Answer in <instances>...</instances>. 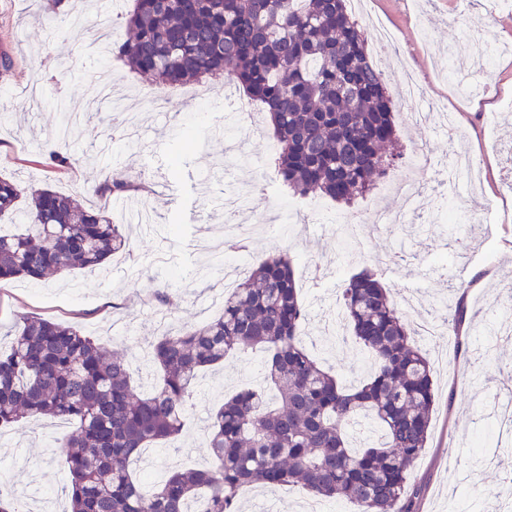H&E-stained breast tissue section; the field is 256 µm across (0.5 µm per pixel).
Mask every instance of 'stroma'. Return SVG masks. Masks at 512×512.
<instances>
[{
    "label": "stroma",
    "mask_w": 512,
    "mask_h": 512,
    "mask_svg": "<svg viewBox=\"0 0 512 512\" xmlns=\"http://www.w3.org/2000/svg\"><path fill=\"white\" fill-rule=\"evenodd\" d=\"M40 3L0 0V55L13 61L10 71L0 70V155L10 156L0 175L38 188L50 186L83 200L88 187L105 176L106 160L112 159L118 172L130 180L149 183L151 190L140 197L139 207L158 224L174 221L181 230L161 238L131 224L126 228L128 252L114 256L101 274L76 271L50 276L38 285L22 280L0 285V332L10 333L24 314L67 321L108 349L126 353L134 382L155 383L159 372L141 362L140 356L166 326L198 324L220 312L211 300L224 292V270L206 268L198 247L215 227L225 226L226 218L223 208L200 191L197 176L210 171L230 190L260 179L272 168V138L253 134L248 116L238 117L239 132L214 134L208 115L212 104L224 100L220 77L196 86H175L178 94L200 90L201 104L172 101L167 111L154 110L151 87L141 76L121 62L98 60L85 51L88 30L71 25L66 37L53 39L33 24L31 15ZM371 14L395 31L396 55L409 58L431 94L440 99L448 95L447 83L438 76L440 62L447 59L465 27L485 28L494 38L512 43V12L490 13L476 6L464 20L457 0H428L424 5L418 0H368L365 11L352 14L361 31H368ZM99 71L110 73L119 94L140 98L143 152L124 143V114L105 104L86 108L85 76ZM53 98L85 114L79 134L84 152L65 173L44 161L45 143L59 124L58 112L48 105ZM493 107L490 100L465 107L458 115L464 136L455 141L440 130L408 124L404 113L417 111L418 103L394 110L397 139L390 151L396 160L387 178L402 172L413 147L422 141L429 142L438 158H447L453 146L481 161L473 180L455 181L446 188L448 199L477 212L475 221L466 226L470 245L463 252L450 247L452 225L430 203L409 212L405 224L394 229L376 231L364 225L362 245H344L336 237L337 217L358 214L376 202L399 206V199L378 186L350 208L322 199L321 218L301 225L277 219L279 206L290 200L277 183L249 201L251 215L266 216L267 221L256 226L250 237L248 265L272 252L289 254L309 312L305 325L309 350L349 385L369 377V364L354 341L339 342L326 330L321 315L350 273L366 264L376 265V255H391V262L376 265L382 282L397 298L420 292V312L432 314L447 298L453 273L466 271L464 301L468 308L481 309L485 320L464 323L468 353L458 352L455 341L445 335L423 344L429 357L445 355L448 368L436 373L430 440L411 476L421 487L417 512H474V491H495L506 479L497 464L502 450L493 411L498 401L512 400V337L504 335L512 325V307L503 301L512 290V111L497 113ZM159 288L171 293V305H159L155 296ZM263 361L260 349L249 348L225 358L221 370L204 371L180 435L135 463L146 485L159 482L168 470L208 463L209 413L249 384ZM64 432L57 420L48 417L0 429V488L34 512H40L46 497L56 512L70 508L69 474L54 445ZM305 496V491L285 487L252 488L242 490L239 499L242 512H261L270 501L277 512H300Z\"/></svg>",
    "instance_id": "stroma-1"
}]
</instances>
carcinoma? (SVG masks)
Returning <instances> with one entry per match:
<instances>
[{"label": "carcinoma", "instance_id": "1", "mask_svg": "<svg viewBox=\"0 0 512 512\" xmlns=\"http://www.w3.org/2000/svg\"><path fill=\"white\" fill-rule=\"evenodd\" d=\"M130 37L110 54L162 91L227 75L269 114L276 179L299 198L351 203L390 166L393 104L346 0H135ZM73 139L56 138L50 165L69 169ZM148 189L118 172L92 187L103 205L0 178V282L103 267L125 251L112 199ZM448 295V329L464 308ZM348 332L372 364L346 386L305 347L307 309L292 261L274 253L224 293L221 314L166 334L148 351L161 373L144 393L124 355L76 326L24 315L0 352V428L37 416L75 421L56 440L70 477V512H239L250 486H294L342 499L354 512H415L411 475L428 445L436 396L429 359L374 269L340 288ZM243 347L265 353L264 381L211 413L215 465L170 472L150 489L130 468L144 448L182 430L198 376Z\"/></svg>", "mask_w": 512, "mask_h": 512}]
</instances>
